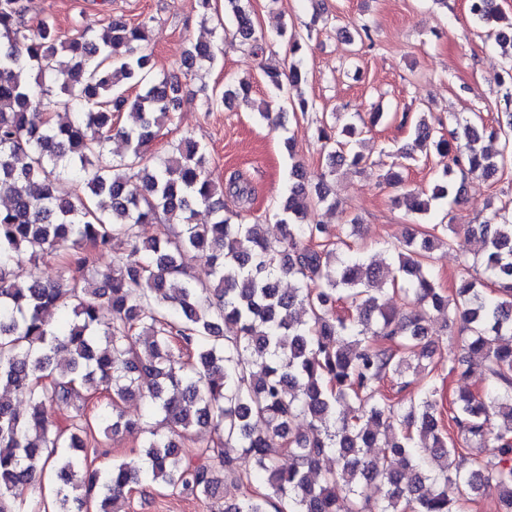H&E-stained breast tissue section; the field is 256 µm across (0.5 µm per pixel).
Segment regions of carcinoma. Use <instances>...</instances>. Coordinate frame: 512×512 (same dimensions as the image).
Wrapping results in <instances>:
<instances>
[{
  "label": "carcinoma",
  "mask_w": 512,
  "mask_h": 512,
  "mask_svg": "<svg viewBox=\"0 0 512 512\" xmlns=\"http://www.w3.org/2000/svg\"><path fill=\"white\" fill-rule=\"evenodd\" d=\"M469 11L508 49L496 83L511 100L512 20L495 0H469ZM25 13L23 0H0V197L8 201L0 207V385L28 400L24 410L0 403V512H18L16 500L48 467L51 512H125V491L143 480L194 498L225 482L240 495L224 512H457L460 500L489 494L498 512H512V214L503 207L464 229L429 224L380 260L325 224L301 223L311 206L336 208L326 184L336 167L369 164L353 140L380 122L383 113L374 112L368 124L319 126L328 171L313 183L302 163L291 165L276 213L280 238L242 212L232 223L218 195L246 203L254 189L236 174L217 188L199 142L184 137L163 155H146L182 93L179 81L150 66L148 23L111 21L62 41L51 21L30 26ZM224 17L254 51L285 36L293 55L303 49L302 37L285 28L256 29L245 0H224ZM60 49L74 58L72 69L56 65ZM215 59L213 46L200 42L183 66L190 72ZM129 81L140 86L132 100L121 91ZM226 100L251 104L250 83L225 89ZM125 109L133 123L119 127ZM116 137L127 145L118 158ZM487 138L503 139L502 149L489 151ZM432 150L441 179L427 198L403 193L410 213L456 202L467 175L504 168L512 113L496 127L469 117L450 137L420 118L384 181L400 186L401 170ZM200 207L211 223H193ZM140 224L163 229L141 242ZM462 230L480 243L474 263L487 281L469 279L464 265L451 302L436 281L432 249L436 241L452 246ZM118 242L140 258L96 266L92 255ZM62 251L57 280L10 279L22 257ZM201 254L209 258L205 279L191 274ZM285 279L292 288H280ZM388 286L415 307L391 310ZM340 303L348 305L343 315ZM103 308L112 313L107 323ZM433 310L460 323L462 350L483 360L489 381L481 393L460 391L447 409L422 365L436 351ZM56 312L71 316L67 330L52 326ZM226 323L238 333L224 335ZM60 352L68 357L61 371L53 365ZM410 374L419 397L397 408L381 384L396 378L402 391ZM136 397L163 416L167 433L125 416L123 403ZM60 407L74 410L64 427L53 419ZM492 415L503 427H491ZM412 427L430 457L415 448ZM134 429L149 433L138 459L95 465L100 436ZM371 448L383 457H370ZM487 448L496 455H484ZM462 450L470 457L464 470L451 463ZM328 455L336 467L323 469ZM369 487L376 498L365 495Z\"/></svg>",
  "instance_id": "carcinoma-1"
}]
</instances>
